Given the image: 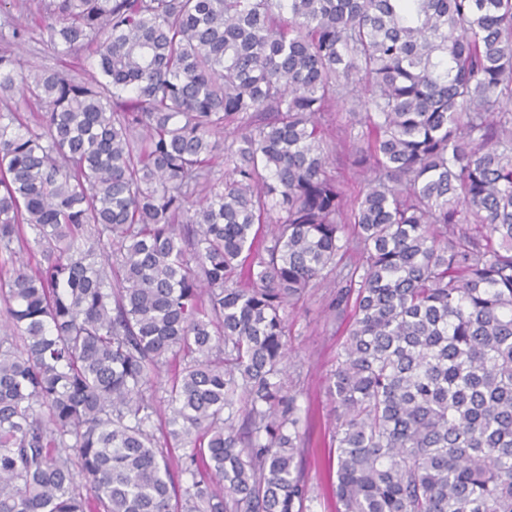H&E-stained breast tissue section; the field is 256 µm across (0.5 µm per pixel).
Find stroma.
I'll return each instance as SVG.
<instances>
[{"label":"stroma","mask_w":512,"mask_h":512,"mask_svg":"<svg viewBox=\"0 0 512 512\" xmlns=\"http://www.w3.org/2000/svg\"><path fill=\"white\" fill-rule=\"evenodd\" d=\"M15 2L0 0V22L7 20L24 29L25 39L16 51L24 64L71 69L85 60L82 52L70 57L57 54L47 43L38 15L19 11ZM332 294L329 288L308 289L290 309L284 337L289 350L291 390L307 426L302 472L310 489L309 512H336L337 508L331 487L336 464L329 458V443L335 420L328 384L343 338L337 331L342 318L328 308Z\"/></svg>","instance_id":"obj_1"}]
</instances>
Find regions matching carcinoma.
Masks as SVG:
<instances>
[{"mask_svg":"<svg viewBox=\"0 0 512 512\" xmlns=\"http://www.w3.org/2000/svg\"><path fill=\"white\" fill-rule=\"evenodd\" d=\"M41 4L97 74L0 25V512H306L283 337L319 285L354 309L337 512H512V0ZM335 167L338 169L331 168V170L335 171L337 178L343 183L348 198L353 199L363 186L357 172L350 166L349 160L345 158L337 161Z\"/></svg>","mask_w":512,"mask_h":512,"instance_id":"obj_1","label":"carcinoma"}]
</instances>
